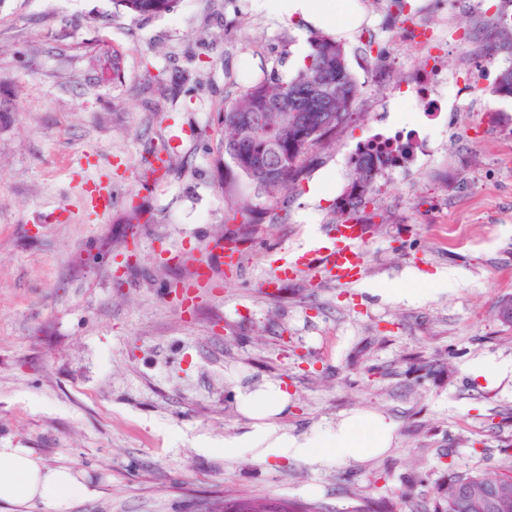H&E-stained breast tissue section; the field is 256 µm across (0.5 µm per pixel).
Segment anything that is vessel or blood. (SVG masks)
<instances>
[{"label":"vessel or blood","mask_w":512,"mask_h":512,"mask_svg":"<svg viewBox=\"0 0 512 512\" xmlns=\"http://www.w3.org/2000/svg\"><path fill=\"white\" fill-rule=\"evenodd\" d=\"M365 239L363 225L353 222L336 225L326 239L312 249L282 260L274 259L271 273L264 280L267 289L301 270L322 268L338 283L351 284L358 280L363 261L362 244Z\"/></svg>","instance_id":"vessel-or-blood-1"}]
</instances>
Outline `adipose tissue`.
<instances>
[{"label": "adipose tissue", "mask_w": 512, "mask_h": 512, "mask_svg": "<svg viewBox=\"0 0 512 512\" xmlns=\"http://www.w3.org/2000/svg\"><path fill=\"white\" fill-rule=\"evenodd\" d=\"M278 15L329 25L336 37L347 38L359 26L352 0H263ZM242 414L250 419L247 431L225 440L228 454L246 452L261 461L290 459L311 465L335 460L358 462L391 447L396 426L384 416L354 412L335 426L312 434L293 435L277 419L288 406V393L280 384L238 392ZM69 469L48 468L23 448H0V502L39 503L49 512H67L72 501L91 496Z\"/></svg>", "instance_id": "obj_1"}]
</instances>
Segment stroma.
<instances>
[{
	"label": "stroma",
	"instance_id": "35a3bbf8",
	"mask_svg": "<svg viewBox=\"0 0 512 512\" xmlns=\"http://www.w3.org/2000/svg\"><path fill=\"white\" fill-rule=\"evenodd\" d=\"M355 2L353 116L282 212L249 184L226 190L221 118L254 82L293 72L311 24L255 0H175L149 17L113 0H0V448L93 489L68 512H214L228 495L433 512L449 471L494 470L512 447V380L470 372L512 361L497 313L512 296V98L490 93L502 61L469 77L474 102L442 114L431 156L345 210L349 151L392 113L414 116L411 93L391 89L427 63L400 40L396 8ZM415 4V22L467 33L448 45L458 73L497 37L472 0ZM103 43L123 55L119 80L94 66ZM156 151L172 156L159 179L145 174ZM95 188L111 191L109 214ZM244 206L257 223L234 220ZM351 217L368 226L360 286L301 271L261 288L268 254L308 250ZM229 239L232 269L216 248ZM201 263L212 278L187 310L170 291ZM440 268L460 274L448 293L378 294ZM268 383L288 391L286 431L374 412L394 443L323 466L225 455L250 424L238 391Z\"/></svg>",
	"mask_w": 512,
	"mask_h": 512
}]
</instances>
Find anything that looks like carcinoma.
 Returning <instances> with one entry per match:
<instances>
[{
  "label": "carcinoma",
  "mask_w": 512,
  "mask_h": 512,
  "mask_svg": "<svg viewBox=\"0 0 512 512\" xmlns=\"http://www.w3.org/2000/svg\"><path fill=\"white\" fill-rule=\"evenodd\" d=\"M137 16H155L170 10L173 0H117ZM310 51L302 65L286 81L260 82L249 86L241 98L225 106L222 117L224 136L221 148L230 162L229 181L242 179L255 189L271 195L274 205H288V194L303 178L310 151L325 143L326 127L337 128L350 118L357 95L356 79L349 67L344 47L322 33L308 38ZM99 57L119 78L121 53L103 44ZM492 94L512 97V64L503 68ZM383 164L377 155L357 156L354 187L369 189ZM279 168L275 181L264 169ZM467 483L478 489L488 483L497 487L498 512H512V451L503 449L499 471L454 473L448 484L437 491L434 512H483L478 501L468 506L459 501L457 487ZM348 512H392L384 500L363 498Z\"/></svg>",
  "instance_id": "1"
}]
</instances>
